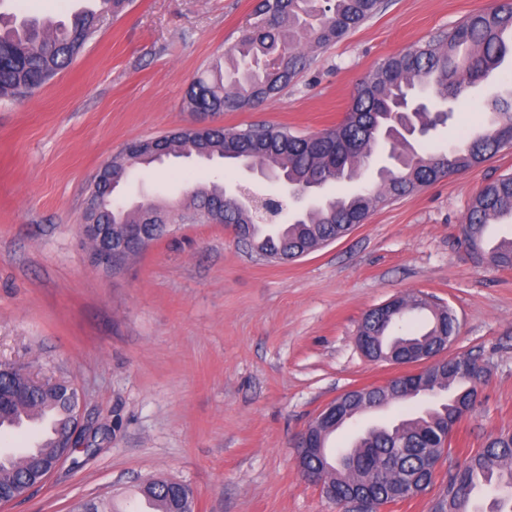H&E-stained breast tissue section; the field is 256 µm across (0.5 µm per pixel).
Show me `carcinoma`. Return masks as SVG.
I'll use <instances>...</instances> for the list:
<instances>
[{
    "instance_id": "1",
    "label": "carcinoma",
    "mask_w": 512,
    "mask_h": 512,
    "mask_svg": "<svg viewBox=\"0 0 512 512\" xmlns=\"http://www.w3.org/2000/svg\"><path fill=\"white\" fill-rule=\"evenodd\" d=\"M125 0H95L91 7L75 11L66 22L53 24L38 19L20 23L0 19V98L22 99L66 69L98 29L104 15H119ZM260 0L256 16L224 62H216L207 76L194 81L186 95L191 112H230L255 107L273 98L309 65L310 53L338 42L378 14L382 0ZM512 57V0L490 11L469 16L448 34L425 47L384 60L356 83L351 106L335 128L318 135H298L286 129L263 126L241 130L222 127L204 132L179 128L166 132L161 140L173 158L209 156L215 160L244 164L251 161L284 174L296 186L318 178L324 185H339L359 177L377 153L379 140L394 123L393 113L409 95L428 93L448 103L442 115L419 113L417 119L433 127L444 125L463 102L467 92L488 81ZM490 113L482 133L463 142L427 154L405 158L402 165L380 169L379 185L353 195L327 198L321 209H312L299 221L283 227L251 225L249 213L221 208L224 184L213 182L191 189L180 204L178 219L200 214L202 222L248 224L254 251L268 260L284 261L290 255L310 253L347 235L364 223L371 211L392 198H400L419 187L434 184L450 174L472 169L494 157L502 148V130L512 126V87L507 86L487 99ZM144 167L127 155L108 164V173L127 176ZM112 180L94 190L100 205L97 221L108 225L101 246L123 239L142 215L137 211L116 213L109 191ZM512 221V175L486 184L470 201L461 235L475 247L472 258L498 268L512 269V238L490 240L493 224ZM410 310L424 314L421 331L413 336H393L391 332L404 317L393 320L381 332L380 351L388 353L412 348L437 333L435 314L409 298ZM431 394L437 403L421 413L390 425L366 428L353 440L352 471L336 467L338 455H330L331 469L326 480L348 498L353 488H361L384 501L392 496L393 470L386 457L404 440L427 444L435 427L450 419H460L470 411L477 382L466 374H452L443 367L429 375ZM0 394L7 402L0 406V430L21 427L22 418L49 415L52 431L45 443L30 448L18 458L0 459V495L11 496L20 486L33 488L45 482L54 458L73 453L61 448V436L74 421L73 391L60 383L51 388L36 385L18 370L0 365ZM378 404L361 402L333 427H323V447L346 422L377 408L396 402L409 403L419 395H404L401 382L376 391ZM448 485L453 497L443 495L432 512H481L476 500L485 487L496 492L494 512H512V432L503 431L477 449L451 473ZM158 512H170L172 502L164 481H152L151 496Z\"/></svg>"
}]
</instances>
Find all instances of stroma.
<instances>
[{
    "mask_svg": "<svg viewBox=\"0 0 512 512\" xmlns=\"http://www.w3.org/2000/svg\"><path fill=\"white\" fill-rule=\"evenodd\" d=\"M77 2L0 0V15L63 20ZM257 2L129 0L66 70L24 100L0 99V363L42 383L72 380L88 442L0 512H70L89 499L138 512V487L150 479L189 486L198 512H337L304 481L298 435L344 391L399 374L357 345L366 312L399 296L429 294L453 309L449 353L478 356L488 376L434 484L396 512H430L449 469L512 431V270L475 263L459 234L470 198L512 174V147L379 206L292 262L260 258L224 225L176 222L120 271L90 263L77 225L97 171L127 144L193 123L190 84L233 47ZM496 3L384 0L272 99L219 121L301 135L334 128L383 60ZM505 84L512 60L416 151L481 127L485 98ZM214 181L276 191L242 168L177 161L136 171L125 193L180 201L187 183ZM425 406L362 416L329 445L348 447L366 427Z\"/></svg>",
    "mask_w": 512,
    "mask_h": 512,
    "instance_id": "1",
    "label": "stroma"
}]
</instances>
